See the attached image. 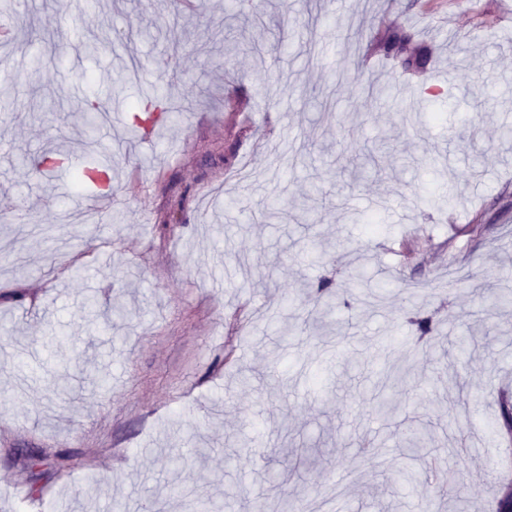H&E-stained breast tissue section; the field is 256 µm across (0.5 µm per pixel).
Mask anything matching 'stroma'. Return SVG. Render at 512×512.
<instances>
[{"instance_id": "stroma-1", "label": "stroma", "mask_w": 512, "mask_h": 512, "mask_svg": "<svg viewBox=\"0 0 512 512\" xmlns=\"http://www.w3.org/2000/svg\"><path fill=\"white\" fill-rule=\"evenodd\" d=\"M205 3L99 0L92 24L82 0H0L15 28L0 41V81L15 87L0 105V512H68L78 499L88 512L115 499L184 512L165 496L173 481L224 512L280 496L305 512H493L508 475L498 398L512 394V305L479 317L472 291L491 280L512 292V0H321L316 30L298 34L306 0H261L257 13L250 0ZM107 15L112 43L87 56ZM172 15L179 53L128 33ZM392 34L407 37L403 56L384 50ZM422 51L425 68L404 64ZM159 85L181 120L148 141L118 123L100 132L111 209L83 199L51 236L18 234L52 224L73 179L34 175L15 155L95 159L81 99L111 97L118 115ZM369 85L390 99L368 98ZM485 85L494 105L480 102ZM275 195L284 211L269 220ZM218 224L232 228L220 246ZM311 249L328 261L310 263ZM324 285L349 302L338 333L301 325ZM419 314L434 326L425 341ZM466 330L471 352L449 353ZM404 360L416 380L376 418V370ZM469 408L487 432L481 455L449 426ZM413 423L437 458L396 447ZM308 448L309 465L273 488L268 470ZM403 469L451 477L456 492L430 499L427 484L395 482Z\"/></svg>"}]
</instances>
